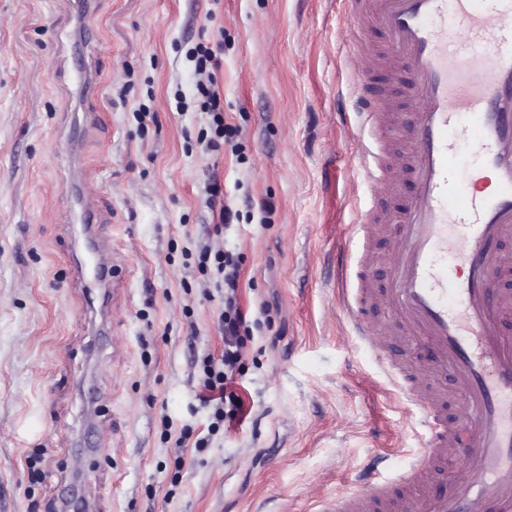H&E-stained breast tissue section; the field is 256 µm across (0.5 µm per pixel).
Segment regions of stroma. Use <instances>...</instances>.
Segmentation results:
<instances>
[{"label": "stroma", "mask_w": 512, "mask_h": 512, "mask_svg": "<svg viewBox=\"0 0 512 512\" xmlns=\"http://www.w3.org/2000/svg\"><path fill=\"white\" fill-rule=\"evenodd\" d=\"M69 10L0 0V512H56L76 482L96 512H315L373 457L405 469L421 436L336 304L358 198L342 0H104L82 147L118 283L98 346L73 272L89 254L64 222ZM200 43L224 46L239 151L205 148ZM224 206L238 217L217 236ZM210 242L240 258L246 412L178 470L163 423L206 431L196 361L224 351V290L196 264Z\"/></svg>", "instance_id": "stroma-1"}]
</instances>
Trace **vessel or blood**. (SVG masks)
<instances>
[{
	"mask_svg": "<svg viewBox=\"0 0 512 512\" xmlns=\"http://www.w3.org/2000/svg\"><path fill=\"white\" fill-rule=\"evenodd\" d=\"M347 61L356 76L364 182L398 197L366 202L336 246V286L355 338L400 391L424 431L395 480L379 466L321 512H512V292L496 288L499 243L512 236V0H344ZM103 0H74L65 50H88ZM382 34L369 44L366 28ZM74 94L99 95L78 70ZM465 140L494 188L461 172ZM395 225L385 282L371 276V240ZM91 287H113L107 245L92 246ZM385 315L374 323L370 312ZM463 454L447 485L436 462Z\"/></svg>",
	"mask_w": 512,
	"mask_h": 512,
	"instance_id": "b4317fda",
	"label": "vessel or blood"
}]
</instances>
